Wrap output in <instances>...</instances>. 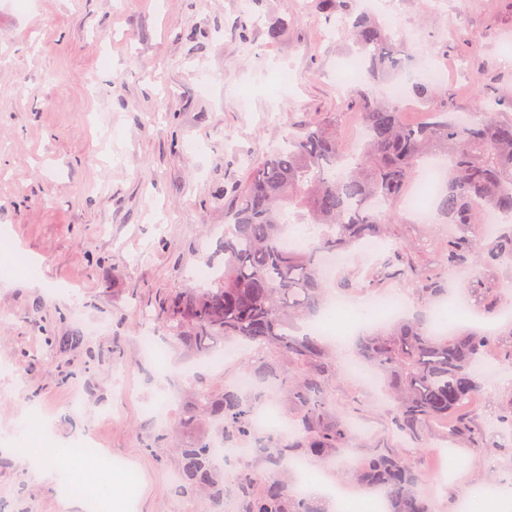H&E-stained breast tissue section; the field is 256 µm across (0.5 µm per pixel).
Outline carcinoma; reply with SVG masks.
<instances>
[{
  "label": "carcinoma",
  "mask_w": 512,
  "mask_h": 512,
  "mask_svg": "<svg viewBox=\"0 0 512 512\" xmlns=\"http://www.w3.org/2000/svg\"><path fill=\"white\" fill-rule=\"evenodd\" d=\"M348 2L314 0V8L327 22L336 11L348 10ZM350 36L366 62V83L350 102L363 118V139L351 144L343 138L339 112L285 132L249 172L228 212L220 240L223 272L207 288L172 295L154 314L176 344L199 357L219 340L235 341L266 346L296 368L286 378L272 364L253 368L250 391L224 384V392L209 401L216 437L185 442L174 492L207 489L218 512H325L322 500L290 489L285 466L299 453L344 464L343 449L355 445L348 421L336 417L328 398L336 364L323 336L308 325L324 314L330 290L350 296L362 284L350 276L328 281L322 261L389 234L399 223L401 198L432 154L450 159L448 179L434 199L435 223L450 226L442 275L420 274L410 261L402 266L406 247L380 260L367 287L409 274L419 309L356 337L354 345L358 357L383 376L394 400L388 434L423 453L441 428L453 439H480L466 408L484 387L481 365L499 345V333L468 327L435 334L431 311L448 298L444 275L469 269L468 296L484 318L500 313L501 286L481 271L512 266V121L497 118L498 102L478 85L477 111L467 122L448 105L425 122L407 123L400 100L380 96L377 87L416 58L394 45L369 15L351 16ZM485 212L502 218L490 235L482 229ZM292 215L311 232L303 249L285 246ZM270 387L291 412L287 436L260 435L252 428V415ZM218 440L252 448L265 462L264 471L238 478L231 504L224 496L225 476L214 466ZM370 447L368 456L350 464V481L382 493L389 512H435L424 490L429 476L419 464L383 435Z\"/></svg>",
  "instance_id": "1"
}]
</instances>
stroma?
<instances>
[{"label":"stroma","instance_id":"1","mask_svg":"<svg viewBox=\"0 0 512 512\" xmlns=\"http://www.w3.org/2000/svg\"><path fill=\"white\" fill-rule=\"evenodd\" d=\"M356 6L444 72L428 101L406 99L407 122L447 104L475 111L480 80L499 98V118L512 120V0ZM346 23L341 12L318 18L313 0H0V431L24 417L44 426L48 445L92 441L136 487L121 512H214L208 494L175 496L182 450L148 447L149 436L176 426L191 404L213 433L198 400L221 394L246 364L293 370L267 348L195 357L143 315L221 267L227 212L283 132L345 112L352 86L337 70L352 53ZM399 217L390 245L438 273L444 225ZM60 336L82 342L63 351ZM345 365L338 359L333 407L385 431L390 402ZM161 401L170 411L158 421L150 407ZM511 404L512 386L496 383L471 402L483 443L435 434L424 456L404 444L429 473L450 459L447 483L428 485L436 512L455 508L460 485L486 491L512 480V435L497 422ZM1 488L29 512H68L58 483L11 450H0Z\"/></svg>","mask_w":512,"mask_h":512}]
</instances>
